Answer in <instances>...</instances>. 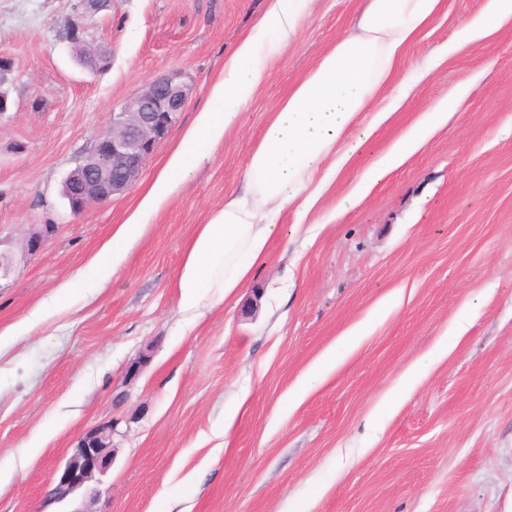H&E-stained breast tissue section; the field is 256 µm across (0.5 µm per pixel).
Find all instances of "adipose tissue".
I'll use <instances>...</instances> for the list:
<instances>
[{
	"label": "adipose tissue",
	"mask_w": 512,
	"mask_h": 512,
	"mask_svg": "<svg viewBox=\"0 0 512 512\" xmlns=\"http://www.w3.org/2000/svg\"><path fill=\"white\" fill-rule=\"evenodd\" d=\"M308 0H269L256 34L225 59L211 88L220 110L200 112L172 150L164 168L143 192L134 211L92 257L81 278L88 298L111 280L131 246L178 184L204 157V146L218 144L234 127L302 22ZM441 0H370L356 34L340 40L282 100L254 149L241 194L225 197L222 208L199 225L177 275L178 308L190 319L231 297L265 266L279 219L289 206L308 212L432 65L417 66L399 82L391 76L407 47L436 17ZM512 22V0H490L487 10L463 27L467 40L487 37ZM440 102L403 132L362 179L337 203L333 220L362 203L374 184L404 164L429 140L456 107Z\"/></svg>",
	"instance_id": "obj_1"
}]
</instances>
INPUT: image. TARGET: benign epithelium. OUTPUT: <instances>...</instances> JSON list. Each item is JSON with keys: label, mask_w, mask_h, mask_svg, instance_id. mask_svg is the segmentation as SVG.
Wrapping results in <instances>:
<instances>
[{"label": "benign epithelium", "mask_w": 512, "mask_h": 512, "mask_svg": "<svg viewBox=\"0 0 512 512\" xmlns=\"http://www.w3.org/2000/svg\"><path fill=\"white\" fill-rule=\"evenodd\" d=\"M191 86L179 72L154 79L99 131L90 151L64 181V197L72 213L103 204L127 191L138 179L147 158L164 140L183 111ZM54 233V225L32 229L26 239L28 253L41 250ZM112 425L83 433L73 454L53 481L51 495L65 500L112 464Z\"/></svg>", "instance_id": "benign-epithelium-1"}]
</instances>
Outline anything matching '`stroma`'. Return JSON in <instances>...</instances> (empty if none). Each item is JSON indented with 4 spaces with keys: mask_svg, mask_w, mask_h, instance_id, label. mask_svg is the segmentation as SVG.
<instances>
[{
    "mask_svg": "<svg viewBox=\"0 0 512 512\" xmlns=\"http://www.w3.org/2000/svg\"><path fill=\"white\" fill-rule=\"evenodd\" d=\"M368 0H311L283 60L166 204L94 302L72 289L0 354V512H512V24L467 41L488 0H442L399 62L449 55L354 155L304 222L283 213L271 260L189 326L177 307L185 248L242 183L276 106ZM0 0L10 109L0 116V332L50 304L136 207L172 145L211 108L225 58L268 0ZM110 56L92 71L71 34ZM192 93L136 183L72 214L64 178L94 135L157 77ZM465 92L426 145L343 220L338 200L420 113ZM51 224L30 255L33 226ZM470 325L454 338L459 316ZM427 375L403 376L439 343ZM337 366L294 392L329 350ZM137 375H129L132 363ZM113 422L105 474L49 491L78 437ZM226 436H218V429ZM42 447L35 460L26 453Z\"/></svg>",
    "mask_w": 512,
    "mask_h": 512,
    "instance_id": "35a3bbf8",
    "label": "stroma"
}]
</instances>
